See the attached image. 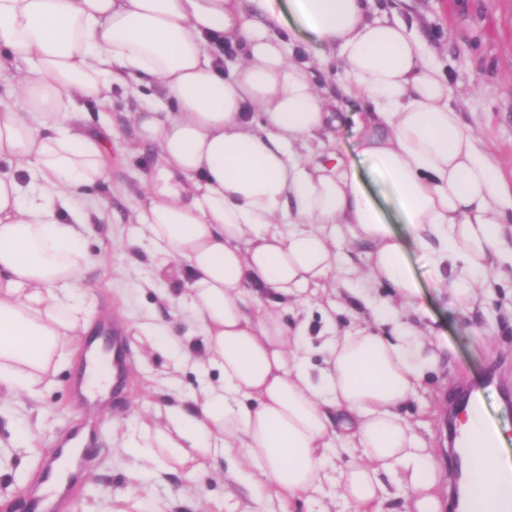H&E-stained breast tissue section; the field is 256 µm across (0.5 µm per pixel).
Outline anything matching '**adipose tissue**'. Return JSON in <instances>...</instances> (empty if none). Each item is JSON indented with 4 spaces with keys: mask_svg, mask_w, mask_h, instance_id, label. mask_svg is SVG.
I'll use <instances>...</instances> for the list:
<instances>
[{
    "mask_svg": "<svg viewBox=\"0 0 512 512\" xmlns=\"http://www.w3.org/2000/svg\"><path fill=\"white\" fill-rule=\"evenodd\" d=\"M372 2L288 0L314 42L300 60L275 31L278 0H0V395L38 396L90 329L86 191L112 179V130L92 128L86 108L110 111L113 87L155 83L162 99L135 115L155 163L133 219L181 271L171 305L218 381L124 453L175 470L237 448L250 481L285 499L331 487L357 512L394 495L439 512L433 450L402 412L436 358L400 315L419 296L409 252L473 308L491 256L512 248V186L418 30ZM316 69L333 89L317 87ZM346 101L364 105L358 154L403 232L356 159L327 147L295 158L340 124ZM346 241L366 248L359 280L393 289L398 305L358 288L370 318L316 340L305 325L289 331L284 308L335 290Z\"/></svg>",
    "mask_w": 512,
    "mask_h": 512,
    "instance_id": "adipose-tissue-1",
    "label": "adipose tissue"
}]
</instances>
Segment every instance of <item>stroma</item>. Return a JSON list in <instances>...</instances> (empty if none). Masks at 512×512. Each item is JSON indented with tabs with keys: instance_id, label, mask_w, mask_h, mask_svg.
Returning <instances> with one entry per match:
<instances>
[{
	"instance_id": "stroma-1",
	"label": "stroma",
	"mask_w": 512,
	"mask_h": 512,
	"mask_svg": "<svg viewBox=\"0 0 512 512\" xmlns=\"http://www.w3.org/2000/svg\"><path fill=\"white\" fill-rule=\"evenodd\" d=\"M397 7L428 39L449 77L463 121L512 182V0H399ZM145 103V98L118 89L111 111L88 114L92 123H111L117 134L111 147L112 182L97 191L108 203L109 219L94 227L92 248L102 259L86 274L89 333L97 335L109 321L123 327L124 397L118 404L105 401L95 416L78 409L74 390L85 357L80 351L68 358L39 400L21 395L1 401L0 494L13 504L27 498L41 479L50 449L84 426L99 453L82 460L66 512H98L109 494L128 490L158 499L180 496L178 512H355L336 498L286 503L268 490H249L245 482L251 468L235 450L204 460L192 480L181 470H134L122 453L123 438L141 434L147 426L167 425L169 407L205 383L192 362L180 359L178 348L187 344L192 328L175 317L167 302L183 282L159 272L150 242L139 238L137 225L128 219L152 162L151 147L135 140L132 119ZM409 260L421 284L420 307L405 310L404 317L439 342L440 350L420 400L405 412L431 439L435 464L444 475L453 464L447 450L448 405L464 389L481 395L486 418L512 441V254L495 258L496 280L484 303L469 310L457 306L451 289L433 286L420 252H411ZM150 325L166 329L177 350L150 353ZM27 429L34 435L30 450L16 445L18 434Z\"/></svg>"
}]
</instances>
